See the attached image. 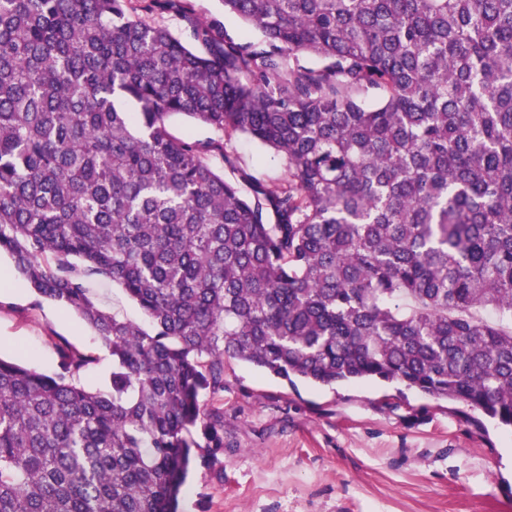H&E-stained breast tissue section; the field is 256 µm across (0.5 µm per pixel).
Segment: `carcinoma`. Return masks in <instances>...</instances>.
Listing matches in <instances>:
<instances>
[{"mask_svg": "<svg viewBox=\"0 0 512 512\" xmlns=\"http://www.w3.org/2000/svg\"><path fill=\"white\" fill-rule=\"evenodd\" d=\"M222 4L258 39L188 0H0V253L112 355L95 392L65 341L53 376L0 359V512H178L226 359L512 426V0ZM177 114L288 180L225 178ZM196 16L205 21L218 20L224 24L228 33L236 39L243 41L255 40L258 32L247 26L238 17L224 14V7L220 0H189ZM169 126L172 133L178 137H191L195 140L205 142L208 140H219L222 134L203 124L194 122L182 115H175L170 118ZM227 153L237 166L247 170L264 182H282L288 180V170L284 160L275 151L264 148L245 136H236L225 141ZM86 285L104 309L117 314L120 318H127L147 327L146 317L140 308L126 296L118 285L98 278H87Z\"/></svg>", "mask_w": 512, "mask_h": 512, "instance_id": "carcinoma-1", "label": "carcinoma"}]
</instances>
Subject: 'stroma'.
I'll list each match as a JSON object with an SVG mask.
<instances>
[{
    "label": "stroma",
    "instance_id": "stroma-1",
    "mask_svg": "<svg viewBox=\"0 0 512 512\" xmlns=\"http://www.w3.org/2000/svg\"><path fill=\"white\" fill-rule=\"evenodd\" d=\"M223 142L216 169L230 157L258 180H287L275 151L244 136ZM0 267L17 286L0 290V357L51 375L63 339L95 359L86 387L105 388L112 356L93 330L37 301L8 255ZM86 285L107 311L145 324L118 285ZM201 400L224 410V451L196 461L180 512H512V430L463 402L379 381L292 385L236 360L224 364L223 392Z\"/></svg>",
    "mask_w": 512,
    "mask_h": 512
}]
</instances>
